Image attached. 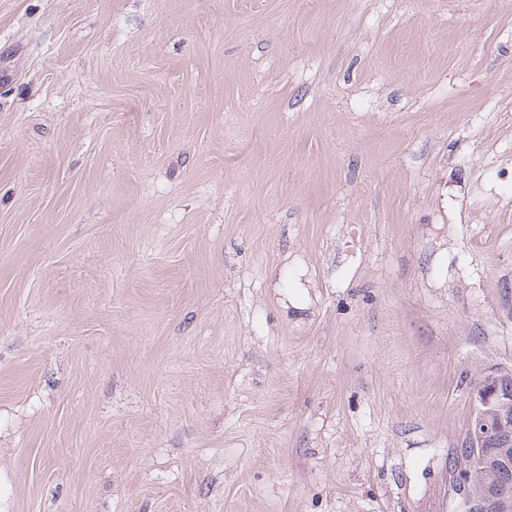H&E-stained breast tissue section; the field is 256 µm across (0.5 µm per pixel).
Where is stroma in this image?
<instances>
[{"mask_svg":"<svg viewBox=\"0 0 512 512\" xmlns=\"http://www.w3.org/2000/svg\"><path fill=\"white\" fill-rule=\"evenodd\" d=\"M512 369V0H0V512H457Z\"/></svg>","mask_w":512,"mask_h":512,"instance_id":"stroma-1","label":"stroma"}]
</instances>
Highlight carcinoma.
<instances>
[{"label": "carcinoma", "instance_id": "obj_1", "mask_svg": "<svg viewBox=\"0 0 512 512\" xmlns=\"http://www.w3.org/2000/svg\"><path fill=\"white\" fill-rule=\"evenodd\" d=\"M491 429L497 432L496 458L469 461V449L460 448L468 480L475 493L506 486L512 490V370L499 371L498 395L487 408Z\"/></svg>", "mask_w": 512, "mask_h": 512}]
</instances>
